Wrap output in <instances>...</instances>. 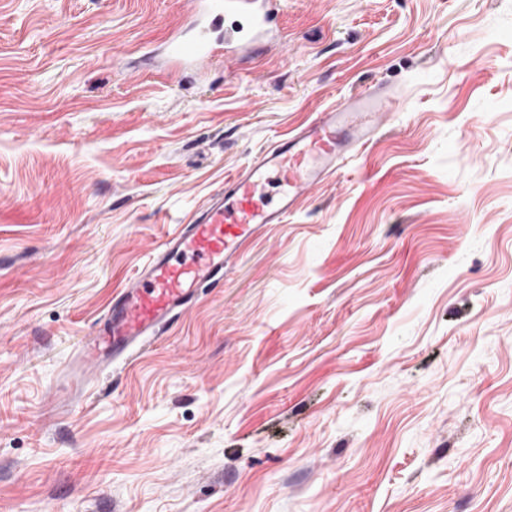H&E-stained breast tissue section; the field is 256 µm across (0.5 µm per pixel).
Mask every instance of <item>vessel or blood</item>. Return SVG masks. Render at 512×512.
Instances as JSON below:
<instances>
[{
    "label": "vessel or blood",
    "mask_w": 512,
    "mask_h": 512,
    "mask_svg": "<svg viewBox=\"0 0 512 512\" xmlns=\"http://www.w3.org/2000/svg\"><path fill=\"white\" fill-rule=\"evenodd\" d=\"M201 15L235 16L225 44L249 50L275 25L279 0H196ZM167 54L182 65L214 57L208 26L169 40ZM399 104L394 87L375 86L318 111L297 132L263 150L250 165L227 179L192 223L168 237L132 282L120 290L84 339L82 358L94 365L129 359L157 336L161 327L224 277L229 261L251 239L283 223L301 195L341 167L347 156L373 142Z\"/></svg>",
    "instance_id": "vessel-or-blood-1"
}]
</instances>
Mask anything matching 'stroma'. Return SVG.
I'll use <instances>...</instances> for the list:
<instances>
[{
    "label": "stroma",
    "instance_id": "35a3bbf8",
    "mask_svg": "<svg viewBox=\"0 0 512 512\" xmlns=\"http://www.w3.org/2000/svg\"><path fill=\"white\" fill-rule=\"evenodd\" d=\"M0 0V512H512V0ZM377 85V140L133 359L78 360L225 179ZM202 16L211 18L235 16L244 19V25L235 26L224 38V44L240 51H248L264 41L276 25L280 0H195ZM215 50L208 25L199 26L192 36H176L167 45V54L176 66L199 59H210L216 56Z\"/></svg>",
    "mask_w": 512,
    "mask_h": 512
}]
</instances>
